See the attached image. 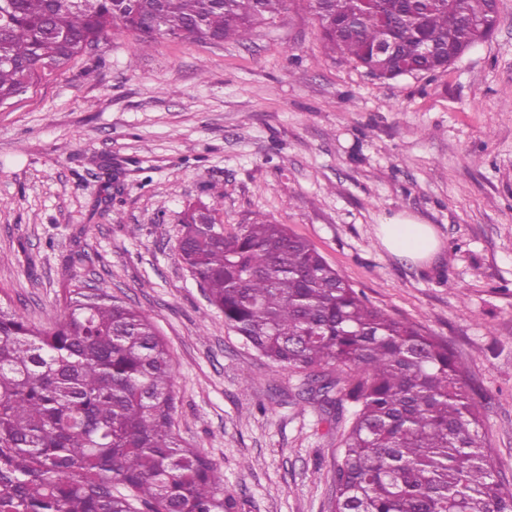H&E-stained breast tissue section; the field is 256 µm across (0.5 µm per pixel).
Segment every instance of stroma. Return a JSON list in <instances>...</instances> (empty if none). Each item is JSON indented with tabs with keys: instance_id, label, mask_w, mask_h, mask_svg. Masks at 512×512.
Instances as JSON below:
<instances>
[{
	"instance_id": "1",
	"label": "stroma",
	"mask_w": 512,
	"mask_h": 512,
	"mask_svg": "<svg viewBox=\"0 0 512 512\" xmlns=\"http://www.w3.org/2000/svg\"><path fill=\"white\" fill-rule=\"evenodd\" d=\"M199 203L228 234L287 225L447 341L512 491V0L433 75L367 74L324 49L310 0H286L239 43L114 31L0 107V300L45 326L74 282L107 288L167 342L173 430L238 512H331L347 425L209 306L177 253ZM397 215L433 226L431 261L381 244Z\"/></svg>"
}]
</instances>
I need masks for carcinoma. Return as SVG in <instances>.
Returning <instances> with one entry per match:
<instances>
[{
  "mask_svg": "<svg viewBox=\"0 0 512 512\" xmlns=\"http://www.w3.org/2000/svg\"><path fill=\"white\" fill-rule=\"evenodd\" d=\"M311 3L326 46L378 79L446 70L498 12L496 0ZM284 5L0 0V107L114 29L244 41ZM383 40L395 46L384 64L372 54ZM182 224L179 258L224 324L313 377L336 419L350 413L333 512H512L448 342L368 303L284 224L226 236L204 204ZM174 378L154 322L106 288L74 285L50 328L0 303V512H237L224 472L173 432Z\"/></svg>",
  "mask_w": 512,
  "mask_h": 512,
  "instance_id": "carcinoma-1",
  "label": "carcinoma"
}]
</instances>
